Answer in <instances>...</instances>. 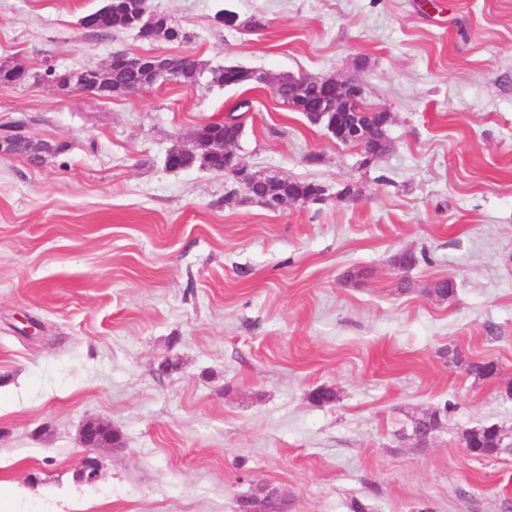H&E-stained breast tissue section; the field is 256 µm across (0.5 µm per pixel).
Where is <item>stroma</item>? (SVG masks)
Segmentation results:
<instances>
[{"label": "stroma", "mask_w": 512, "mask_h": 512, "mask_svg": "<svg viewBox=\"0 0 512 512\" xmlns=\"http://www.w3.org/2000/svg\"><path fill=\"white\" fill-rule=\"evenodd\" d=\"M106 2L0 0V64L122 50L354 79L391 113L389 147L360 167L265 84L0 85V126L38 117L26 135L54 147L0 157V512H237L259 483L288 512H512V455L462 443L512 430V0H148L186 43L83 27ZM233 114L250 169L327 202L228 206L224 177L167 167ZM404 250L421 256L407 271ZM435 409L442 429L414 446L412 417ZM90 419L121 446L82 447ZM497 424H487L471 432L467 439V445L470 456L478 459H492L499 453L496 448H500V432L496 428Z\"/></svg>", "instance_id": "obj_1"}]
</instances>
